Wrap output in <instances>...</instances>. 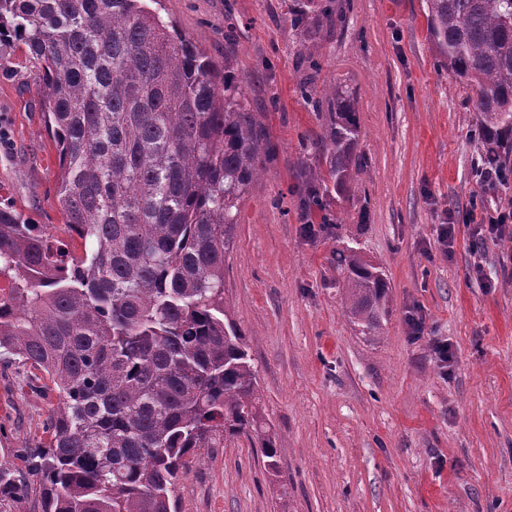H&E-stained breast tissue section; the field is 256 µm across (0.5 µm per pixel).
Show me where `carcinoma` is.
<instances>
[{"label":"carcinoma","mask_w":512,"mask_h":512,"mask_svg":"<svg viewBox=\"0 0 512 512\" xmlns=\"http://www.w3.org/2000/svg\"><path fill=\"white\" fill-rule=\"evenodd\" d=\"M442 65L473 88L486 158L512 136V0H426ZM318 0L292 13L310 68L314 32L342 23ZM45 73L59 147L58 202L84 242L72 256L45 224L0 206V350L42 374L59 402L32 466L0 464V506L40 512H174L186 458L247 437L278 467L257 369L224 307V253L265 149L231 62L218 63L144 0H0V47ZM314 143L313 206L351 199L357 97L333 89ZM346 308L379 326L388 285L336 251Z\"/></svg>","instance_id":"cac0c4a2"}]
</instances>
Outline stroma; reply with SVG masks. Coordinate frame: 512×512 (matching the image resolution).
<instances>
[{
	"instance_id": "stroma-1",
	"label": "stroma",
	"mask_w": 512,
	"mask_h": 512,
	"mask_svg": "<svg viewBox=\"0 0 512 512\" xmlns=\"http://www.w3.org/2000/svg\"><path fill=\"white\" fill-rule=\"evenodd\" d=\"M296 0H158L205 54L246 80L269 157L240 205L224 260V304L257 367L278 470L245 438L192 459L179 512H512V234L482 237L467 212L512 211V184L476 178L483 148L471 89L440 66L426 0H332L318 95L356 92L358 181L331 198L340 224L308 209L310 145L324 113L298 88L310 74L291 23ZM39 64H0V201L48 225L68 250L56 199L57 145ZM455 219L451 247L439 227ZM317 225L307 235L305 225ZM380 268L388 304L375 331L346 312L332 256ZM422 315L413 338L408 319ZM455 354L444 369L433 340ZM30 366L0 355V462L26 467L47 440L51 399Z\"/></svg>"
}]
</instances>
